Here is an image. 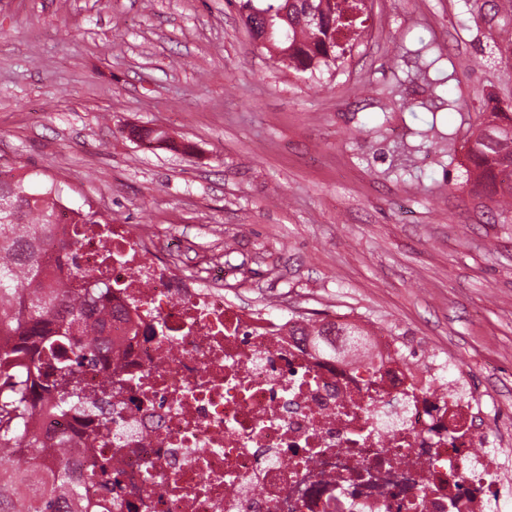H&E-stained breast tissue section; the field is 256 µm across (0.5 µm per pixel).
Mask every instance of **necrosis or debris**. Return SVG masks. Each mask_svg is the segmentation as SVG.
<instances>
[{"mask_svg":"<svg viewBox=\"0 0 512 512\" xmlns=\"http://www.w3.org/2000/svg\"><path fill=\"white\" fill-rule=\"evenodd\" d=\"M56 232L75 243L47 252L58 285H112L113 362L84 370L111 377L112 426L47 408L38 427L119 460L110 512H498L512 462L447 363L372 327L367 354L322 355L294 319L228 300L223 267L177 274L131 225L62 204Z\"/></svg>","mask_w":512,"mask_h":512,"instance_id":"necrosis-or-debris-1","label":"necrosis or debris"}]
</instances>
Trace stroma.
<instances>
[{
    "instance_id": "1",
    "label": "stroma",
    "mask_w": 512,
    "mask_h": 512,
    "mask_svg": "<svg viewBox=\"0 0 512 512\" xmlns=\"http://www.w3.org/2000/svg\"><path fill=\"white\" fill-rule=\"evenodd\" d=\"M493 2L366 0L344 64L307 79L230 0H0V164L158 247L180 236L179 272L225 265L231 300L448 358L512 430V209L466 173L482 112L512 107Z\"/></svg>"
}]
</instances>
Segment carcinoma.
I'll return each instance as SVG.
<instances>
[{
	"label": "carcinoma",
	"instance_id": "cac0c4a2",
	"mask_svg": "<svg viewBox=\"0 0 512 512\" xmlns=\"http://www.w3.org/2000/svg\"><path fill=\"white\" fill-rule=\"evenodd\" d=\"M254 36L264 19L285 34L274 38L280 62L296 74L338 67L336 45L315 43L311 21L318 16L347 27L348 0H234ZM467 159L475 185L498 208L512 206V113L494 107L471 135ZM56 200L51 191L33 192L26 175L0 169V512H102V502L118 482L112 462L71 466L73 448L59 436L45 440L32 422L39 405L51 399L61 412L78 405L99 407L112 394V374L98 394L87 392L86 362H112V348L94 343V325L85 306L112 294L108 283L86 281L77 294L58 288L46 264V245L68 253L73 242L53 238ZM72 336L85 342L63 356Z\"/></svg>",
	"mask_w": 512,
	"mask_h": 512
}]
</instances>
